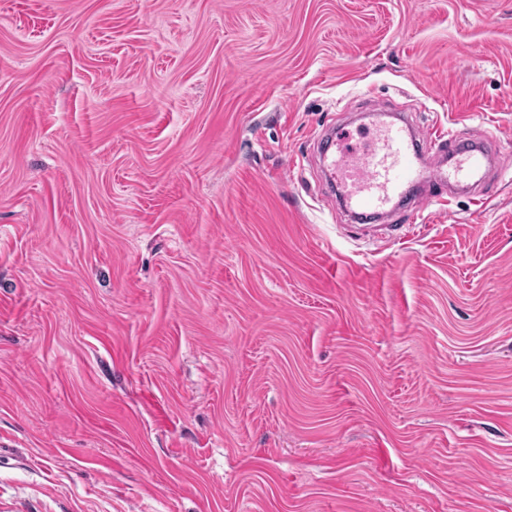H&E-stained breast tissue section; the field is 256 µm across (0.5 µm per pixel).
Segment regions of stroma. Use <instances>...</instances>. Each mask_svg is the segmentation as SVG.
<instances>
[{
	"label": "stroma",
	"instance_id": "stroma-1",
	"mask_svg": "<svg viewBox=\"0 0 512 512\" xmlns=\"http://www.w3.org/2000/svg\"><path fill=\"white\" fill-rule=\"evenodd\" d=\"M379 107L491 194L355 225ZM0 512H512V0H0Z\"/></svg>",
	"mask_w": 512,
	"mask_h": 512
}]
</instances>
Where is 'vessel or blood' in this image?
I'll use <instances>...</instances> for the list:
<instances>
[{"label": "vessel or blood", "mask_w": 512, "mask_h": 512, "mask_svg": "<svg viewBox=\"0 0 512 512\" xmlns=\"http://www.w3.org/2000/svg\"><path fill=\"white\" fill-rule=\"evenodd\" d=\"M376 118L381 126L365 150H355L345 130L336 133L341 157L332 161L329 173L334 184H350L343 204L351 216L385 219L396 210L414 213L445 203L461 188L486 185L489 154L484 144L460 141L452 167H430L423 160V143H446L453 131L419 133L408 119H391L383 111Z\"/></svg>", "instance_id": "b4317fda"}]
</instances>
